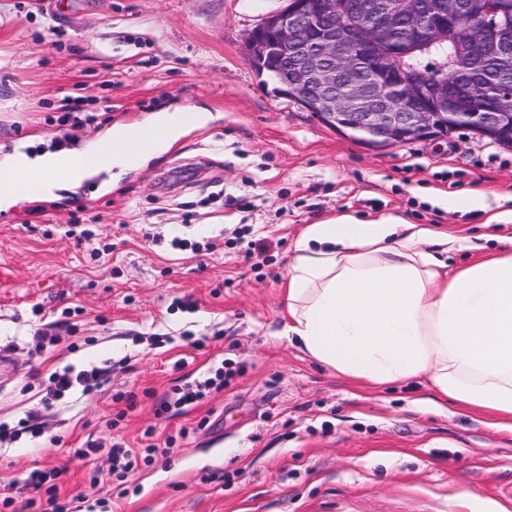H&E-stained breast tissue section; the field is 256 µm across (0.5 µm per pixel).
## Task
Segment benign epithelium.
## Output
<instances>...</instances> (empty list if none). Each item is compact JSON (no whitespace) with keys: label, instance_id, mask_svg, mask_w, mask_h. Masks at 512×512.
Returning a JSON list of instances; mask_svg holds the SVG:
<instances>
[{"label":"benign epithelium","instance_id":"obj_1","mask_svg":"<svg viewBox=\"0 0 512 512\" xmlns=\"http://www.w3.org/2000/svg\"><path fill=\"white\" fill-rule=\"evenodd\" d=\"M458 35L480 65L512 63V3L496 0H289L247 36L253 69L324 125L372 148L467 128L512 148V92L485 111L486 79L403 65L409 49Z\"/></svg>","mask_w":512,"mask_h":512}]
</instances>
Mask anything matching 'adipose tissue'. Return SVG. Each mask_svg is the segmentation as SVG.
<instances>
[{"label":"adipose tissue","mask_w":512,"mask_h":512,"mask_svg":"<svg viewBox=\"0 0 512 512\" xmlns=\"http://www.w3.org/2000/svg\"><path fill=\"white\" fill-rule=\"evenodd\" d=\"M78 155L86 166L69 172L74 183L139 158L120 149L35 158L17 150L0 162V199L53 193L56 173ZM20 169L33 174L27 185L15 182ZM434 244L442 255L431 252ZM463 246L390 215L307 225L288 268L284 334L341 375L377 385L421 378L431 406L480 410L512 432V244L450 268L444 253Z\"/></svg>","instance_id":"ef3b65f1"}]
</instances>
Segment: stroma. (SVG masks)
I'll return each mask as SVG.
<instances>
[{"mask_svg": "<svg viewBox=\"0 0 512 512\" xmlns=\"http://www.w3.org/2000/svg\"><path fill=\"white\" fill-rule=\"evenodd\" d=\"M0 0V159L72 150L167 108L195 106L171 144L118 174L0 207V500L57 468L89 512H512V432L435 411L427 384L373 386L284 336V283L307 225L395 215L468 240L454 267L496 252L512 222V149L461 129L363 145L273 92L243 53L286 0ZM81 109L66 113L65 99ZM94 122H83V115ZM231 362L195 407L161 398ZM97 367L102 386L45 401L49 378ZM134 393L126 411L115 399ZM152 438H145V431ZM172 440L117 483L87 444Z\"/></svg>", "mask_w": 512, "mask_h": 512, "instance_id": "35a3bbf8", "label": "stroma"}]
</instances>
